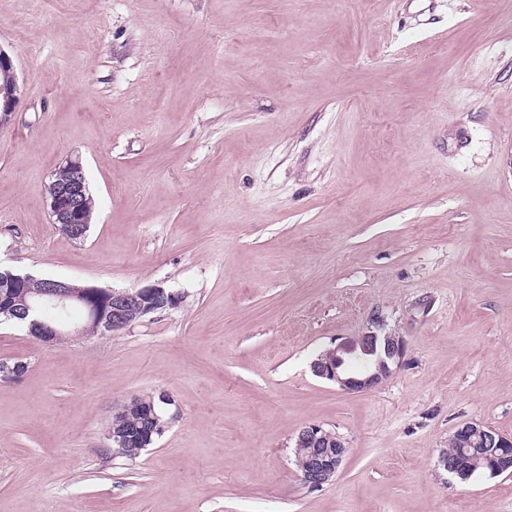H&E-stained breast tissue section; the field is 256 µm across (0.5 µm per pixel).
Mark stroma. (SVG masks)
<instances>
[{
	"label": "stroma",
	"instance_id": "1",
	"mask_svg": "<svg viewBox=\"0 0 512 512\" xmlns=\"http://www.w3.org/2000/svg\"><path fill=\"white\" fill-rule=\"evenodd\" d=\"M0 266L181 296L110 337L0 322V512H512V477L437 465L512 436V0H0ZM80 157L84 240L48 187ZM405 361L313 375L372 312ZM166 394L164 433L107 438ZM340 435L307 487L303 427ZM18 87L14 74V66L10 56L0 50V124L15 112ZM151 400L155 401L154 397L133 398L126 403L125 406L139 402L141 405H144ZM153 401L143 408V412L148 420V426L145 430L138 432L129 431H137L139 428L145 427L146 425L147 421L142 413L141 407L138 405L123 407L113 416L112 423L108 428V433H112V431L115 433L122 432L118 436L112 434V447L117 453L124 455L125 451L131 450L130 448H136L140 452L153 443V435L159 437L163 434L167 422L158 413ZM476 443L480 448H470ZM452 440L461 442L469 448L449 445L448 454L438 458V466H442L447 472L453 473L460 480H466L476 473H484L489 476L512 474V436L497 432L488 427L476 423H464L454 431ZM497 448H502L503 453L496 459L497 469L492 474L494 459L499 454ZM449 462V464H448ZM457 465L456 469L451 465ZM294 448L301 479L310 488L330 482L348 453V447L339 436L317 424L299 431Z\"/></svg>",
	"mask_w": 512,
	"mask_h": 512
}]
</instances>
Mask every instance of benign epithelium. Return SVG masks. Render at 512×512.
<instances>
[{"label": "benign epithelium", "instance_id": "benign-epithelium-1", "mask_svg": "<svg viewBox=\"0 0 512 512\" xmlns=\"http://www.w3.org/2000/svg\"><path fill=\"white\" fill-rule=\"evenodd\" d=\"M18 87L10 56L0 52V124L15 112ZM62 167L68 172L65 180L55 179L49 185L51 223L66 230L74 237L82 235V202L88 191L83 163L78 158L66 159ZM43 286L32 291V298L20 295L11 300L0 297V305L27 324L28 335L43 344H52L59 336H84L85 326L67 329L60 322H51L37 316L45 305L60 310L71 306L86 308L88 319L98 325L101 336L114 335L133 325L149 313L175 306L177 295L166 292L161 285L143 288L108 291L107 307L97 309L91 302L95 286L78 285L72 281L44 279ZM386 321L374 312L361 335L343 339L332 348L318 355L311 363L315 376L333 382L341 389L361 392L380 384L392 372V366L404 362L406 344L402 337L385 331ZM26 365L0 363V381L16 380ZM148 420L146 429L123 432L112 436V447L123 455L135 448L144 450L161 436L166 421L158 413L155 403L143 408ZM452 440L467 446L474 443L483 448H501L496 459L494 475L512 474V436L499 433L476 423H464L454 431ZM348 453L345 442L335 433L317 424L302 428L295 440V454L301 479L310 488H319L330 482L338 473Z\"/></svg>", "mask_w": 512, "mask_h": 512}]
</instances>
